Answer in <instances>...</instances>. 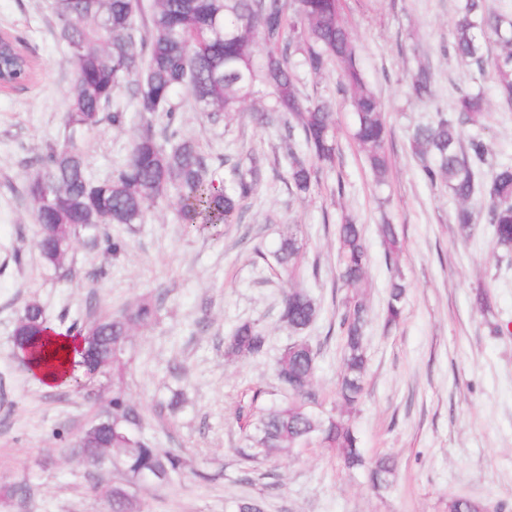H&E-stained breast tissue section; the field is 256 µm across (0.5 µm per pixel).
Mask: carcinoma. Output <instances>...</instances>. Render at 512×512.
Returning a JSON list of instances; mask_svg holds the SVG:
<instances>
[{
  "label": "carcinoma",
  "instance_id": "carcinoma-1",
  "mask_svg": "<svg viewBox=\"0 0 512 512\" xmlns=\"http://www.w3.org/2000/svg\"><path fill=\"white\" fill-rule=\"evenodd\" d=\"M140 0H54L60 39L69 50L76 79L64 116L63 142L51 144L37 158L22 187L40 228L38 251L47 272L63 276L74 244L88 237L101 242L112 256L125 243L100 234L103 227L143 224L164 201L173 199L180 223L190 231L234 224L241 202L257 188L263 160L253 154L248 164L231 166L226 180L216 176L200 146L174 126L183 101L217 123L230 112L250 104L256 126L278 130L288 148L289 183L294 193L307 195L319 174L333 168L339 153L335 103L311 101L298 87L299 70L320 75L332 64L341 73V91L354 112L352 137L381 184L389 167L384 105L369 88L358 65L356 38L343 14L341 0H153L150 28L136 23ZM499 52L490 55V45ZM450 49L461 63L480 76L491 74L499 101L512 109V14L491 11L484 0H463L452 23ZM3 70L23 81L30 64L13 46L5 45ZM130 90L129 104L143 123L132 137L126 156L112 174L94 179L87 173L76 134L108 120L121 125L123 110H110L115 91ZM412 96L433 97L432 73L419 67L409 76ZM166 117L164 139L153 129V118ZM493 119L482 93L463 92L457 112H436L428 123L413 128L410 150L419 161L422 178L443 187L458 201L455 220L471 236L474 210L485 214L495 244L512 254V163L489 162L483 131ZM385 262L391 271L385 326L401 320L406 285L397 264L402 250L395 225H379ZM304 249L300 230L288 229L274 258L287 270ZM338 278L346 289L337 324L341 366L336 386L338 409L325 414L318 403L314 380L320 347L305 333L317 321L320 308L302 288L284 294L279 318L292 338L275 367L278 383L293 395L285 405L260 410L238 453L249 465L271 459L312 442L332 450L349 471L362 470L375 490L388 488L395 461L387 456L367 462L352 420L364 393L368 369L366 328L368 307L363 289L370 255L363 226L351 219L337 225ZM161 298L144 296L116 315H103L90 324L67 328L51 322L42 305L27 303L13 330V348L52 368L61 363L63 347L50 337L85 339L83 374L112 378V426L88 429L77 438L90 460L112 448V465L125 483L112 486L111 512H150L142 496L127 485L146 473L163 476V484L182 474L181 452L160 448L144 432V407L128 397L126 378L136 355L135 332L158 319ZM267 332L257 320L238 324L226 337L224 356L248 361L261 357ZM469 499L448 502V512H483Z\"/></svg>",
  "mask_w": 512,
  "mask_h": 512
}]
</instances>
